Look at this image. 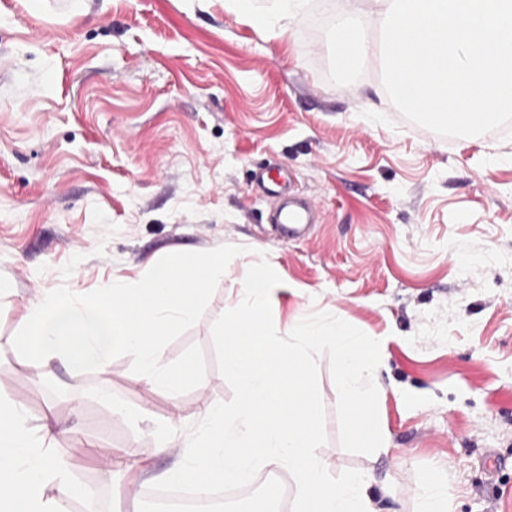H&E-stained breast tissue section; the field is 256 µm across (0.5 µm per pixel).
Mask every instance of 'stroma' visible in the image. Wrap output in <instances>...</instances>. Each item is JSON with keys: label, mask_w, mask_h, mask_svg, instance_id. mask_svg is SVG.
I'll return each instance as SVG.
<instances>
[{"label": "stroma", "mask_w": 512, "mask_h": 512, "mask_svg": "<svg viewBox=\"0 0 512 512\" xmlns=\"http://www.w3.org/2000/svg\"><path fill=\"white\" fill-rule=\"evenodd\" d=\"M355 0H311L284 39L224 0H0V389L29 425L54 420L56 448L108 512L104 451L147 460L149 429L173 408L230 400L212 325L267 260L285 288L279 334L327 312L381 342L374 381L389 448L339 443L338 393L320 356L331 474L370 471L377 512H416L424 478L452 512H512V140L448 138L407 120L377 61L348 86L328 79L323 24ZM285 166L318 221L303 241L277 237L273 203L253 193L255 163ZM244 247L201 319L167 345L205 353L201 384L170 401L130 357L106 374L55 364L45 375L12 338L29 302L137 281L173 252ZM144 422L118 418L98 386Z\"/></svg>", "instance_id": "stroma-1"}]
</instances>
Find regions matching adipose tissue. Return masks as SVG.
I'll return each mask as SVG.
<instances>
[{
    "label": "adipose tissue",
    "instance_id": "1",
    "mask_svg": "<svg viewBox=\"0 0 512 512\" xmlns=\"http://www.w3.org/2000/svg\"><path fill=\"white\" fill-rule=\"evenodd\" d=\"M256 27L285 37L289 19L303 14L308 0H272L264 11L253 0H229ZM56 430H32L22 404L0 392V512H69L74 500L94 502L93 487L74 481L71 465L55 447Z\"/></svg>",
    "mask_w": 512,
    "mask_h": 512
}]
</instances>
